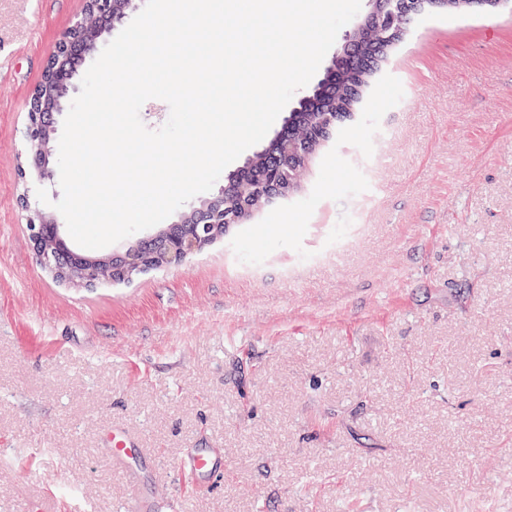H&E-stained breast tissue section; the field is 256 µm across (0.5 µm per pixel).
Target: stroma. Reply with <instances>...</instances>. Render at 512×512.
Listing matches in <instances>:
<instances>
[{
    "mask_svg": "<svg viewBox=\"0 0 512 512\" xmlns=\"http://www.w3.org/2000/svg\"><path fill=\"white\" fill-rule=\"evenodd\" d=\"M82 7L0 0V512H120L115 426L176 512H512V12L414 23L294 206L87 289L18 203L62 195L18 159ZM189 448L224 451L209 490ZM108 0H84V6L77 20L67 28L56 41L53 49L45 59L40 82L33 89L29 99L30 102H36V99L42 93L45 83L51 81L50 73L55 68L59 56L66 52L68 48L80 39L81 34L90 28L97 19V10L106 6Z\"/></svg>",
    "mask_w": 512,
    "mask_h": 512,
    "instance_id": "1",
    "label": "stroma"
}]
</instances>
